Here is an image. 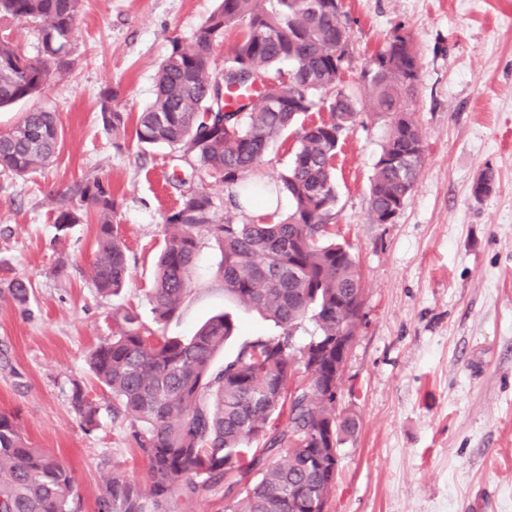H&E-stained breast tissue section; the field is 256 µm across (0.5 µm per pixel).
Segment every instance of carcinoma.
Listing matches in <instances>:
<instances>
[{
    "instance_id": "carcinoma-1",
    "label": "carcinoma",
    "mask_w": 512,
    "mask_h": 512,
    "mask_svg": "<svg viewBox=\"0 0 512 512\" xmlns=\"http://www.w3.org/2000/svg\"><path fill=\"white\" fill-rule=\"evenodd\" d=\"M80 0H0V20L32 22L37 55H25L0 36V107L39 96L71 64ZM244 26L224 58L227 80L252 73L266 81L257 94L228 111L221 81L210 67L224 30ZM349 27L340 0H219L191 38L177 41L159 66L154 99L140 113L137 142L166 145L191 154L192 173H203L248 194L262 187L246 174L269 147L320 101L328 121L302 128L299 146L279 176L292 199L288 217L274 224L217 223L204 190L182 196L163 218L164 239L149 301L168 322L190 291L205 232L222 245L217 278L224 293L273 321L274 335L254 336L217 366L215 355L234 333L226 314L186 337L155 335L137 313L113 314L117 331L93 348L88 364L99 386L112 395V417L128 425L147 478L121 473L105 484L99 512H166L179 495L187 500L206 486L224 485V512H312L329 500L337 472L325 465L356 429L337 413L336 336L352 331L362 310L358 264L349 245L328 238L336 203L333 159L339 142L359 116L356 95L338 88ZM419 79L411 36L400 28L371 56L366 72L375 115L388 132L370 181L373 220L383 224L402 211L424 163L418 128L409 115ZM110 90L101 94L104 130L120 146L126 114ZM63 130L56 113L34 107L0 133V170L17 177L48 165ZM80 201L98 217L91 282L116 295L129 279V262L118 225L112 223V190L95 178L80 189ZM81 221L79 208L62 204L60 232ZM315 323L304 345L301 323ZM333 345L319 367L299 376L298 364L313 342ZM72 403L82 422L97 425L98 407L76 384ZM262 443L258 451L252 443ZM69 468L34 447L13 414L0 413V512H74Z\"/></svg>"
}]
</instances>
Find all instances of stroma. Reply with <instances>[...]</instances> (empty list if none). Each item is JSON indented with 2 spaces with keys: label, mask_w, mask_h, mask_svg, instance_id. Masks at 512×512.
I'll list each match as a JSON object with an SVG mask.
<instances>
[{
  "label": "stroma",
  "mask_w": 512,
  "mask_h": 512,
  "mask_svg": "<svg viewBox=\"0 0 512 512\" xmlns=\"http://www.w3.org/2000/svg\"><path fill=\"white\" fill-rule=\"evenodd\" d=\"M349 20L344 89L360 117L336 154L332 228L347 242L362 276L363 320L347 355L339 412L354 433L341 446L328 512H512V0H341ZM216 0H83L71 70L34 99L57 112L64 137L54 161L25 178L0 172V412L15 414L33 446L71 470L78 512H97L112 473L140 480L111 399L86 363L111 338L112 315L132 309L154 334L188 336L208 318L237 326L223 351L275 333L271 321L224 294L216 277L218 243L200 234L191 290L177 317L155 319L147 292L163 245L162 218L183 194L206 187L214 219L239 224L285 218L292 209L278 176L298 147L279 139L250 177L276 191L267 211L240 201L237 186L167 182L192 156L137 146L127 130L114 146L100 99L137 115L152 100L154 78L174 39L192 37ZM408 32L418 54L412 103L424 165L393 223H374L370 180L387 121L370 108L364 70L392 30ZM492 173L494 188L472 186ZM109 183L127 247L130 281L120 293L91 285L97 217L85 210L66 236L54 224L57 199L87 180ZM66 263V274L56 267ZM31 285L12 299L9 283ZM81 385L100 408L96 429L72 405Z\"/></svg>",
  "instance_id": "35a3bbf8"
}]
</instances>
